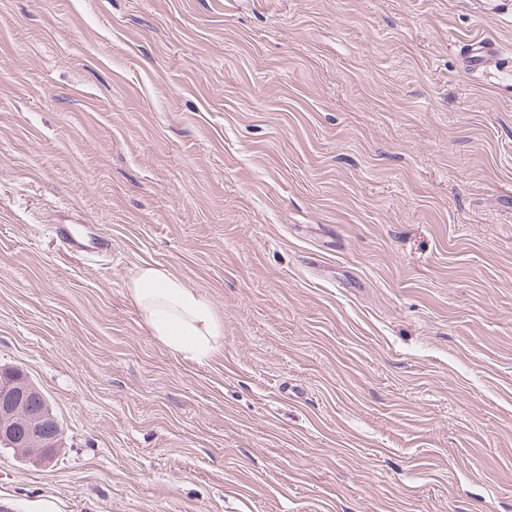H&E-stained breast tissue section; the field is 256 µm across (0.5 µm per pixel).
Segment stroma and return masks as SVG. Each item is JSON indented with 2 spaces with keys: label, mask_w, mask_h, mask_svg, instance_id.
I'll list each match as a JSON object with an SVG mask.
<instances>
[{
  "label": "stroma",
  "mask_w": 512,
  "mask_h": 512,
  "mask_svg": "<svg viewBox=\"0 0 512 512\" xmlns=\"http://www.w3.org/2000/svg\"><path fill=\"white\" fill-rule=\"evenodd\" d=\"M1 366L62 440L0 512H512V0H0ZM459 51L464 63L472 69L496 65V47L488 37H473L466 41ZM49 230L68 251L112 254V240L103 236L94 224H51ZM128 294L140 323L163 347L198 362L211 358L224 342V319L209 294L169 270L139 267Z\"/></svg>",
  "instance_id": "35a3bbf8"
}]
</instances>
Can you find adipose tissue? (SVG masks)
<instances>
[{"instance_id": "1", "label": "adipose tissue", "mask_w": 512, "mask_h": 512, "mask_svg": "<svg viewBox=\"0 0 512 512\" xmlns=\"http://www.w3.org/2000/svg\"><path fill=\"white\" fill-rule=\"evenodd\" d=\"M128 294L141 324L172 353L202 362L222 346L224 321L202 288L146 265L131 277Z\"/></svg>"}]
</instances>
